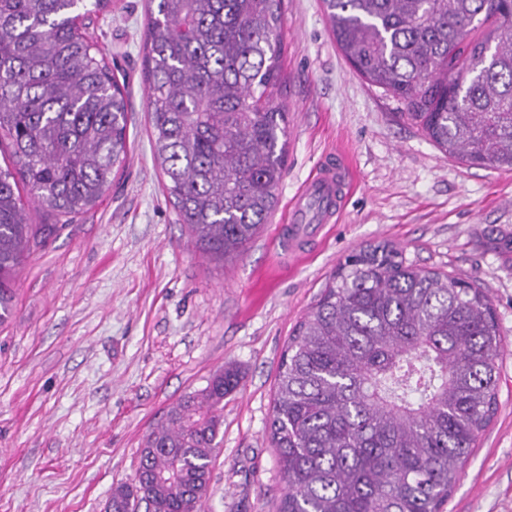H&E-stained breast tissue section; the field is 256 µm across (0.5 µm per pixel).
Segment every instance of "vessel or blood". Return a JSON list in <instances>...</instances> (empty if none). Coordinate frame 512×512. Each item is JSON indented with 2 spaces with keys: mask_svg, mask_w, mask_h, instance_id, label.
I'll use <instances>...</instances> for the list:
<instances>
[{
  "mask_svg": "<svg viewBox=\"0 0 512 512\" xmlns=\"http://www.w3.org/2000/svg\"><path fill=\"white\" fill-rule=\"evenodd\" d=\"M348 184L347 163L340 156L325 160L304 180L290 203L288 253L300 252L304 242L330 222L346 199Z\"/></svg>",
  "mask_w": 512,
  "mask_h": 512,
  "instance_id": "b4317fda",
  "label": "vessel or blood"
}]
</instances>
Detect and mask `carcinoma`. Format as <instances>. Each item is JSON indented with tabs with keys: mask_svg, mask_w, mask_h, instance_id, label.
<instances>
[{
	"mask_svg": "<svg viewBox=\"0 0 512 512\" xmlns=\"http://www.w3.org/2000/svg\"><path fill=\"white\" fill-rule=\"evenodd\" d=\"M143 44L154 158L202 254L243 253L278 206L288 116L283 0H150ZM336 44L444 153L512 170V0H322ZM76 0H0V321L15 273L125 166L124 88ZM27 188L23 200L19 184ZM51 224H31L27 202ZM503 336L482 288L387 246L340 264L278 366L277 512H442L497 408ZM239 384L215 371L145 438L106 512H201Z\"/></svg>",
	"mask_w": 512,
	"mask_h": 512,
	"instance_id": "cac0c4a2",
	"label": "carcinoma"
}]
</instances>
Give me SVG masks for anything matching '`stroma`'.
I'll return each mask as SVG.
<instances>
[{
	"label": "stroma",
	"instance_id": "obj_1",
	"mask_svg": "<svg viewBox=\"0 0 512 512\" xmlns=\"http://www.w3.org/2000/svg\"><path fill=\"white\" fill-rule=\"evenodd\" d=\"M147 0H112L85 29L129 94L125 167L95 208L32 253L0 323V512H105L133 482L147 434L210 375L224 398L202 512H276L285 483L268 421L288 339L340 262L378 244L407 263L477 281L504 336L498 409L443 512H512V170L445 155L342 55L322 0H285L288 112L279 203L237 258L192 244L164 190L144 81ZM340 154L353 190L290 262L275 242L289 203Z\"/></svg>",
	"mask_w": 512,
	"mask_h": 512
}]
</instances>
